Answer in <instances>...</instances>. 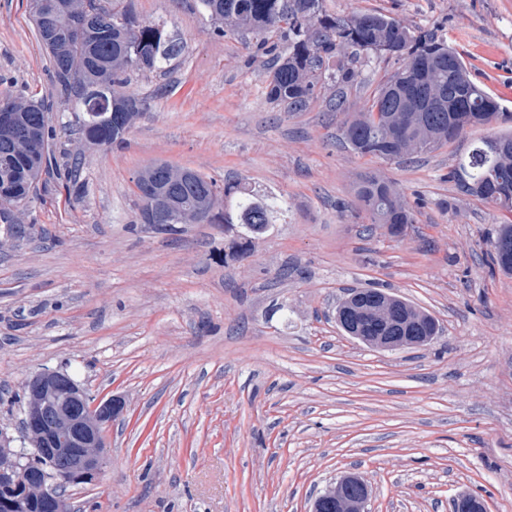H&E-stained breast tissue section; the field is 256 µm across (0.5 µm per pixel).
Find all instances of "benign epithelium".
I'll return each mask as SVG.
<instances>
[{
	"label": "benign epithelium",
	"instance_id": "1",
	"mask_svg": "<svg viewBox=\"0 0 512 512\" xmlns=\"http://www.w3.org/2000/svg\"><path fill=\"white\" fill-rule=\"evenodd\" d=\"M24 117L10 109L0 108V131H4L20 150L34 152L39 144L34 134L21 132ZM355 292L338 314L337 323L351 338L382 350H396L421 345L423 337L411 335L416 318L394 315L397 298L379 292V304L369 308ZM371 313L382 316L387 331L382 336H365L363 328L352 319ZM25 425L21 445L11 447L13 438L0 431V481L10 480L25 488L26 493L43 503L44 512H68V501L58 488L67 484L97 479L104 458L101 428L123 408L117 397L95 398L64 371H43L25 385ZM48 463L51 472L37 476L19 466L23 452ZM370 489L357 474H345L336 484L317 495L311 512H323L329 501L336 512H368ZM452 512H488L487 501L474 493H462L452 503Z\"/></svg>",
	"mask_w": 512,
	"mask_h": 512
}]
</instances>
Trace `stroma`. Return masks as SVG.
Masks as SVG:
<instances>
[{"label":"stroma","mask_w":512,"mask_h":512,"mask_svg":"<svg viewBox=\"0 0 512 512\" xmlns=\"http://www.w3.org/2000/svg\"><path fill=\"white\" fill-rule=\"evenodd\" d=\"M185 42L124 144L89 150L70 189L23 207L24 241L0 227V430L21 434L14 396L66 370L122 412L107 463L68 488L75 512H308L346 472L370 512H451L463 492L512 512V275L493 269L498 209L449 172L487 128L408 160L355 155L342 112L361 111L397 60L361 56L342 112L323 88L287 112L266 94L271 59L214 36L198 0H131ZM437 30L512 113V0H326ZM27 0H0V97L54 105ZM155 162L265 195L274 221L229 257L223 224L139 223L134 178ZM377 175L413 205L389 236L354 203ZM379 289L429 312L425 346L372 349L343 334L346 290Z\"/></svg>","instance_id":"35a3bbf8"}]
</instances>
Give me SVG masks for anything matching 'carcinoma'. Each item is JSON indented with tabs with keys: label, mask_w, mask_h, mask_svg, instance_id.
Returning a JSON list of instances; mask_svg holds the SVG:
<instances>
[{
	"label": "carcinoma",
	"mask_w": 512,
	"mask_h": 512,
	"mask_svg": "<svg viewBox=\"0 0 512 512\" xmlns=\"http://www.w3.org/2000/svg\"><path fill=\"white\" fill-rule=\"evenodd\" d=\"M37 30L51 23L58 42L44 44L52 81L62 104H74V134L105 146L125 142L124 126H132L145 107L130 111L112 104V123L100 125L82 117L81 97L101 82L125 88L135 73H158L180 56L185 43L161 24L141 21L125 0H29ZM214 35L237 33L254 42L256 52L274 57L267 73L269 100L290 112L304 110L329 83L337 90L353 86L359 72L358 56L374 53L403 61L384 77L360 112L347 114L341 125L345 146L354 154L395 160L431 151L457 140L469 128L492 127L509 119L499 101L478 85L462 53L434 33L379 11L347 15L330 13L325 0H200ZM25 114L29 127L40 133L43 152L22 158L13 154L10 140L0 137V221L20 240L23 228L12 224L13 212L25 206L52 178L60 179L83 164L84 156L65 149L55 156L56 127L50 109L26 96H5L0 103ZM466 196L490 202L507 213L498 226L491 263L512 275V131L494 134L473 144L467 156L449 173ZM151 184L161 188L184 210L207 208L206 224L244 226L242 240L232 243L231 256L250 250L252 239L272 224L273 208L267 199L239 185L219 187L215 179L196 182L172 179L163 166L141 169L138 190ZM371 223L380 224L392 237L415 223L413 207L390 182L375 175L354 189ZM11 512H42L25 489L0 483V503Z\"/></svg>",
	"instance_id": "obj_1"
}]
</instances>
